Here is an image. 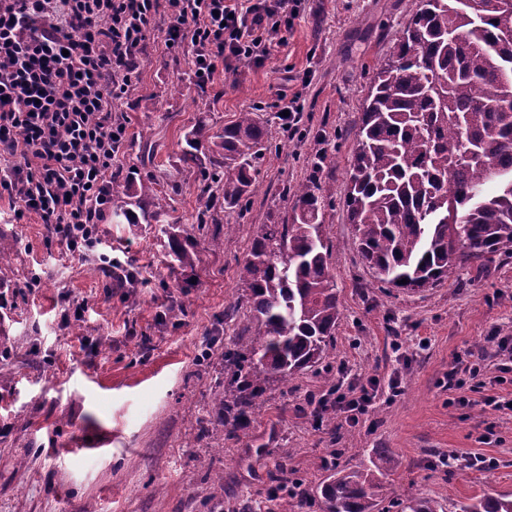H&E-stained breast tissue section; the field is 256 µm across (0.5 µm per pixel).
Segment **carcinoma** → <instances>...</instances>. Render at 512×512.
Here are the masks:
<instances>
[{"label":"carcinoma","instance_id":"carcinoma-1","mask_svg":"<svg viewBox=\"0 0 512 512\" xmlns=\"http://www.w3.org/2000/svg\"><path fill=\"white\" fill-rule=\"evenodd\" d=\"M393 50L376 68L363 106L345 207L365 265L394 288L434 286L457 266L494 255L512 257V13L503 0H413ZM197 166L204 224H221L258 185V160L269 149L268 126L254 112L213 132L198 124L184 136ZM469 147L470 158L461 157ZM493 165L502 178L485 179ZM314 164L293 191L291 216L265 224L238 271L249 309L238 348L224 353L236 393L211 399L219 426L243 424L275 381L321 363L340 319L323 224V188ZM156 178L130 188V223L159 221L170 206ZM141 210L136 216L134 209ZM159 232L179 267L198 260V241L179 224ZM18 239L0 233V288L12 281ZM398 461L379 448L370 464L339 470L322 485V512H374L380 478ZM401 512H439L437 502L408 499ZM458 512H512V494L486 491Z\"/></svg>","mask_w":512,"mask_h":512}]
</instances>
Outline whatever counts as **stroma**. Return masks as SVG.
<instances>
[{"label": "stroma", "instance_id": "35a3bbf8", "mask_svg": "<svg viewBox=\"0 0 512 512\" xmlns=\"http://www.w3.org/2000/svg\"><path fill=\"white\" fill-rule=\"evenodd\" d=\"M412 0H303L284 43L262 64L243 61L212 85H197L189 60L149 44L122 101L128 135L114 168L112 201L132 180L159 179L171 199L166 222L191 225L206 201L184 135L197 122L219 130L239 113L267 120L272 147L259 187L225 211L220 246L200 245L192 270H170L152 224L107 216L99 235L122 267L140 273L136 296L109 286L99 254H77L51 237L20 201L0 198V231L16 236L15 276L0 288L10 354L0 356V512H267L266 492L299 483L292 512H319L317 490L336 470L387 448L400 465L375 512L411 498L445 512L483 491L512 493V360L492 342L512 338V258L472 262L440 284L407 291L378 282L347 220L346 177L363 104L377 65L392 49ZM309 82H302V75ZM300 93L297 129L282 128L280 93ZM323 220L341 304L328 357L288 383H272L243 427L202 435L211 396L230 377L221 360L248 322L235 308L238 269L261 225L294 205L286 188L310 174L318 154ZM89 310L73 316L79 303ZM181 310L170 320V307ZM481 362L486 386L449 405V375ZM351 385L402 380L356 426L328 412L323 372ZM100 440L95 450L74 443ZM342 449L331 460L332 449ZM495 458L488 471L440 466L447 452ZM220 501H211L215 487Z\"/></svg>", "mask_w": 512, "mask_h": 512}]
</instances>
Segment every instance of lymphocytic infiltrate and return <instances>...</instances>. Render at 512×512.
<instances>
[{
    "label": "lymphocytic infiltrate",
    "mask_w": 512,
    "mask_h": 512,
    "mask_svg": "<svg viewBox=\"0 0 512 512\" xmlns=\"http://www.w3.org/2000/svg\"><path fill=\"white\" fill-rule=\"evenodd\" d=\"M302 0H0V193L53 226L70 250L100 244L112 167L127 138L117 111L149 40L190 50L199 86L232 62H263ZM374 384L323 401L357 425Z\"/></svg>",
    "instance_id": "lymphocytic-infiltrate-1"
}]
</instances>
